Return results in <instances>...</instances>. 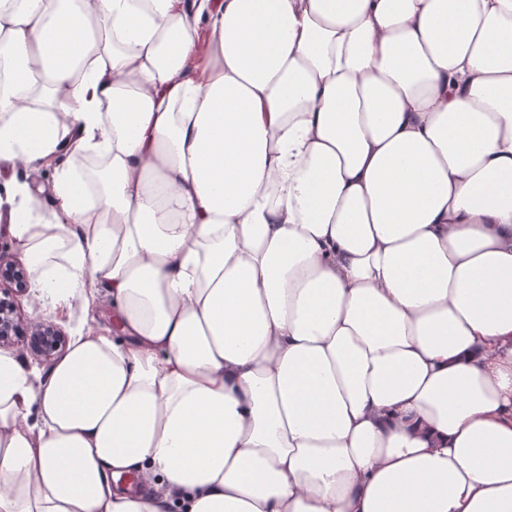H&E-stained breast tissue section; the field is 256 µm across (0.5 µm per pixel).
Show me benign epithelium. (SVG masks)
Wrapping results in <instances>:
<instances>
[{"instance_id": "1", "label": "benign epithelium", "mask_w": 512, "mask_h": 512, "mask_svg": "<svg viewBox=\"0 0 512 512\" xmlns=\"http://www.w3.org/2000/svg\"><path fill=\"white\" fill-rule=\"evenodd\" d=\"M31 272L0 255V349L21 347L34 358L54 360L66 344V335L54 323L30 322L17 314L16 300L30 294Z\"/></svg>"}]
</instances>
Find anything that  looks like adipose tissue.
<instances>
[{"label":"adipose tissue","mask_w":512,"mask_h":512,"mask_svg":"<svg viewBox=\"0 0 512 512\" xmlns=\"http://www.w3.org/2000/svg\"><path fill=\"white\" fill-rule=\"evenodd\" d=\"M0 512H512V0H0ZM78 162L79 160H74L63 154L52 165L17 168L15 178L19 182H25L33 194L38 196L44 204L50 206L53 202L55 169L64 166L76 168ZM0 251L5 257L22 262L21 253L14 241L0 237ZM0 254V349L21 347L34 358L42 362L54 360L63 350L71 331L79 324L94 327L109 319V299L104 292H99L89 305L75 303L71 315L62 314L49 306H43L23 297L19 308L24 318L46 320L30 322L21 319L17 314L16 300L20 296L30 294L32 290L31 272L24 265L9 260ZM51 321V322H48ZM53 322V323H52ZM61 327V329L55 324ZM67 346V344H66ZM24 358L31 367L45 373L55 363H42L30 354L20 350L12 351ZM30 367V368H31Z\"/></svg>","instance_id":"adipose-tissue-1"}]
</instances>
